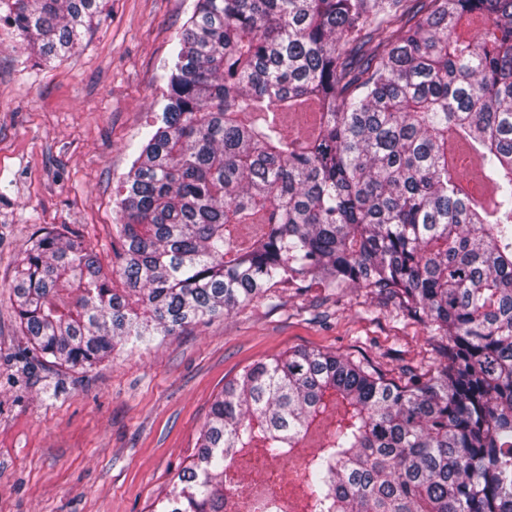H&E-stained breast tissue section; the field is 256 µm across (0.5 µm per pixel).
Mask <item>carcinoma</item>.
Listing matches in <instances>:
<instances>
[{
	"instance_id": "cac0c4a2",
	"label": "carcinoma",
	"mask_w": 512,
	"mask_h": 512,
	"mask_svg": "<svg viewBox=\"0 0 512 512\" xmlns=\"http://www.w3.org/2000/svg\"><path fill=\"white\" fill-rule=\"evenodd\" d=\"M102 5L0 0V20L48 61ZM180 45L114 200L124 287L78 235H37L7 284L27 351L87 371L280 284L368 288L435 362L245 369L160 512H250L239 460L328 419L302 509L274 491L263 512H512V0H197Z\"/></svg>"
}]
</instances>
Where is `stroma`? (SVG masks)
Returning a JSON list of instances; mask_svg holds the SVG:
<instances>
[{
	"instance_id": "35a3bbf8",
	"label": "stroma",
	"mask_w": 512,
	"mask_h": 512,
	"mask_svg": "<svg viewBox=\"0 0 512 512\" xmlns=\"http://www.w3.org/2000/svg\"><path fill=\"white\" fill-rule=\"evenodd\" d=\"M195 3L107 0L80 51L51 62L0 22V512H153L225 384L276 355L363 354L395 370L434 355L395 301L289 283L87 371L17 362L27 341L7 285L38 227L68 225L104 271L119 263L115 191L162 112L161 77ZM299 468L243 465L252 492Z\"/></svg>"
}]
</instances>
